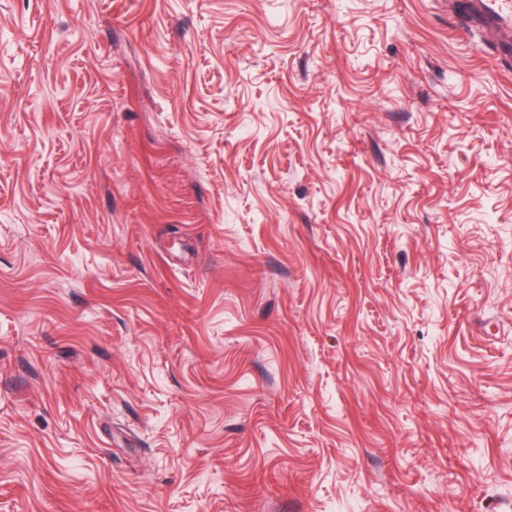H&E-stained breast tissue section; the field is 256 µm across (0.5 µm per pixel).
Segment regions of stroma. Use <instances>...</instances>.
Instances as JSON below:
<instances>
[{"label": "stroma", "mask_w": 512, "mask_h": 512, "mask_svg": "<svg viewBox=\"0 0 512 512\" xmlns=\"http://www.w3.org/2000/svg\"><path fill=\"white\" fill-rule=\"evenodd\" d=\"M0 0V512H512V0Z\"/></svg>", "instance_id": "stroma-1"}]
</instances>
